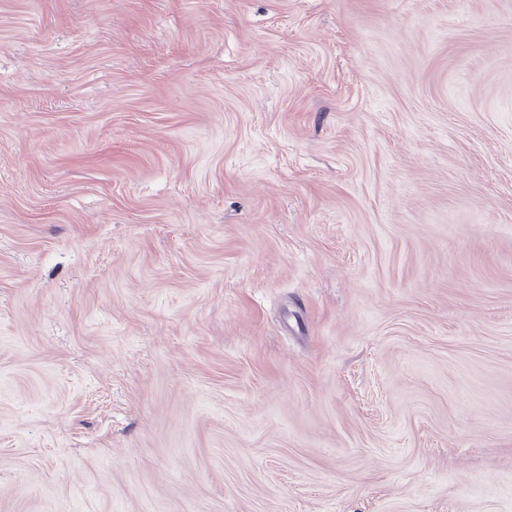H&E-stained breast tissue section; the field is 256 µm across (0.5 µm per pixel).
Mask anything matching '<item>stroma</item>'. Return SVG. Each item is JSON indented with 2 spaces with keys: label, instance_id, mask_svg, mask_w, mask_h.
Wrapping results in <instances>:
<instances>
[{
  "label": "stroma",
  "instance_id": "stroma-1",
  "mask_svg": "<svg viewBox=\"0 0 512 512\" xmlns=\"http://www.w3.org/2000/svg\"><path fill=\"white\" fill-rule=\"evenodd\" d=\"M0 512H512V0H0Z\"/></svg>",
  "mask_w": 512,
  "mask_h": 512
}]
</instances>
